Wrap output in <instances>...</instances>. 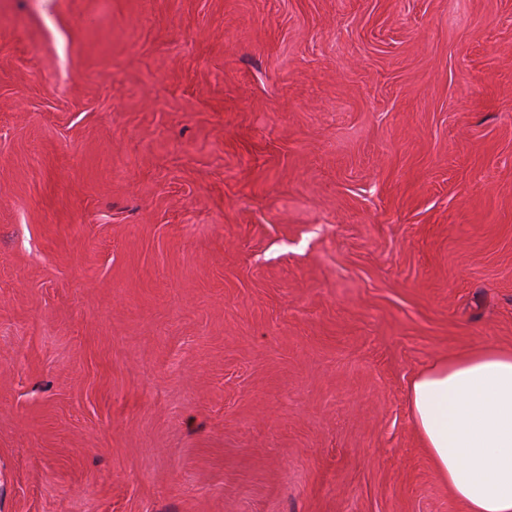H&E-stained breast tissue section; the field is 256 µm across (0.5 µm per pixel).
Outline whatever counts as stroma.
I'll return each mask as SVG.
<instances>
[{"instance_id":"obj_1","label":"stroma","mask_w":512,"mask_h":512,"mask_svg":"<svg viewBox=\"0 0 512 512\" xmlns=\"http://www.w3.org/2000/svg\"><path fill=\"white\" fill-rule=\"evenodd\" d=\"M487 344L512 0H0V512H463ZM414 427L465 512H512V350L440 359L409 390Z\"/></svg>"}]
</instances>
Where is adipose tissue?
Returning <instances> with one entry per match:
<instances>
[{"label":"adipose tissue","instance_id":"1","mask_svg":"<svg viewBox=\"0 0 512 512\" xmlns=\"http://www.w3.org/2000/svg\"><path fill=\"white\" fill-rule=\"evenodd\" d=\"M414 427L464 512H512V350L489 344L421 371Z\"/></svg>","mask_w":512,"mask_h":512}]
</instances>
